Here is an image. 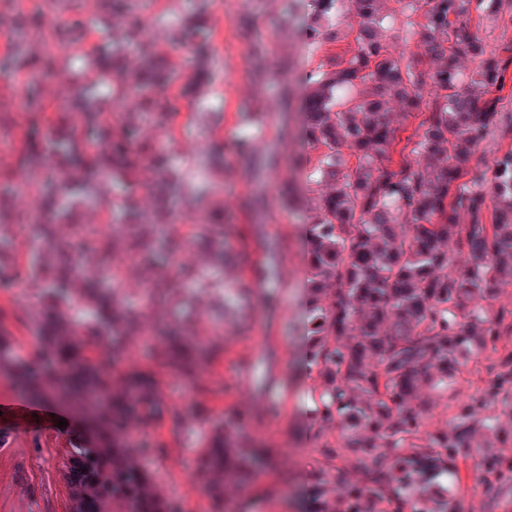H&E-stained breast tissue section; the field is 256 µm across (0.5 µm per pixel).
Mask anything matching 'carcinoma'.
Segmentation results:
<instances>
[{"instance_id": "cac0c4a2", "label": "carcinoma", "mask_w": 512, "mask_h": 512, "mask_svg": "<svg viewBox=\"0 0 512 512\" xmlns=\"http://www.w3.org/2000/svg\"><path fill=\"white\" fill-rule=\"evenodd\" d=\"M190 30L176 32L172 47L192 45L193 70L179 96L195 97L211 67L207 54L208 0H186ZM322 14L350 6L361 22L358 50L334 70L319 66L306 75L300 109L304 144L314 154L317 194L305 224L306 326L304 361L315 375L308 420L321 461L310 474L312 512H464L461 468L476 476L472 490L512 492V437L487 411L512 396V311L494 313L483 302L512 282V150L477 160L481 143L500 124L502 93L512 89V42L483 61L463 81L452 62L478 54L472 14L496 0H395L420 18L425 52L434 64L391 57L378 38V0H316ZM102 42L88 55L47 59L39 72L65 77L68 97L60 117L73 123L67 139L47 151L39 137L24 139L19 168L31 180L35 219L4 221L0 231L34 223L39 234L22 264L0 262V272L33 288L25 313L37 337L25 356L0 331V363L15 385L36 402L66 399L97 427L66 429L58 449L57 474L76 493L80 477L94 479L97 494L84 495L87 512H179L162 492L147 459L164 455L162 441L134 440V433L170 422L175 434L183 416L164 402L159 375L151 368L120 366L126 336L153 311L163 340L157 364L193 390L194 399L224 393L216 349L192 334L159 321L185 292L207 287L205 269L181 264L158 269L153 244L158 232L169 247L184 225L211 268L224 275V209L213 205L186 214L177 203L192 190L197 201L215 198L209 169L224 163L214 145L188 185L161 142L137 138L151 122L162 137L175 131L179 114L169 89L182 79L139 30L115 29L97 16ZM331 35L305 29L315 50ZM135 45L130 64L126 46ZM30 66L27 59L0 56V73ZM291 89L280 99L282 135L288 137ZM399 104L401 122H417L411 135L389 109ZM281 156L271 151L254 163L273 171ZM118 183L117 200L94 186ZM152 198V220L143 201ZM119 212L128 232L118 236L74 225L78 245L68 252L58 220L82 205ZM493 208L492 222L484 213ZM466 213L470 222L462 224ZM114 250L135 261L145 291L134 302L123 296V271L98 262ZM276 275L274 263L244 261L231 287L262 288ZM499 356L487 378L464 399L454 384L469 361L487 349ZM452 403L448 428L427 431L425 408L432 398ZM259 448L231 444L213 426L196 450L191 476L222 512L225 489L254 482Z\"/></svg>"}]
</instances>
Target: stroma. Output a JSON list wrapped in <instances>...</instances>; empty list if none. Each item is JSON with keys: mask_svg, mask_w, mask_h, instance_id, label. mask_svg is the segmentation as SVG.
Wrapping results in <instances>:
<instances>
[{"mask_svg": "<svg viewBox=\"0 0 512 512\" xmlns=\"http://www.w3.org/2000/svg\"><path fill=\"white\" fill-rule=\"evenodd\" d=\"M393 0H384L380 14L383 43L392 55L418 57L424 52V37L406 15L394 12ZM98 10L96 0H0V11L14 15L23 32L18 38L0 35V55L28 54L36 44L60 39L58 31H43L38 20L50 12L64 17L67 26H81L91 44H99V30L89 28L88 19ZM332 27L337 36L314 53L300 51L296 36L303 18ZM115 21L126 26H144L152 31L151 41L166 54L172 66H181L183 52L172 51L168 36L172 28L188 21L185 0H129L116 12ZM207 20L212 33L210 51L216 64L211 68L206 90L194 100H181L176 119L179 131L165 145L174 162L192 171L193 149L200 138H254L269 146L278 137L280 118L277 103L284 84L295 83L296 74L276 72L263 82H255L244 56L256 41H263L272 63L302 61L305 69L330 66L352 57L357 45L352 35L358 26L354 12L322 17L312 0H209ZM473 26L486 54L497 53L502 43L512 42V0H500L493 8L474 13ZM59 81L31 80L28 70L0 78V196L9 208H19L18 186L26 175L17 166V154L29 132L31 121H18L27 112L30 99L42 102L47 113H55ZM308 154L298 140L288 142L282 166L267 178L264 203L255 209L245 204L253 197L255 179L251 165L239 156L227 154L224 163V211L232 216L224 227V254L227 270H234L243 254H261L266 243L287 242L278 257L279 274L267 288L243 293L229 287L208 289L202 301L169 311L191 331L204 324L224 325V395L209 402L212 423L223 424L227 439L237 445L256 444L265 448V462L251 486L238 490L224 504V512H307L306 491L300 477L314 467L319 457L306 420L312 405L313 380L303 365L305 316L302 307L303 247L302 226L308 212L310 193L302 187L301 173L310 168ZM277 295L282 312L275 322L262 315L266 295ZM31 301L25 282L14 280L0 286V310L5 327L17 336L21 352L35 343L31 331L17 322L13 313ZM275 373L276 392L282 408L276 415L265 412L267 397L259 389L268 373ZM197 426L173 435L169 425L150 429L156 439L168 441L164 459L152 468L168 497L182 512H203L206 502L189 474L191 461L203 435ZM61 439L54 430L20 432L17 446L27 450L24 459L27 482L47 488L37 499V512H63L66 492L56 473L57 450Z\"/></svg>", "mask_w": 512, "mask_h": 512, "instance_id": "35a3bbf8", "label": "stroma"}]
</instances>
